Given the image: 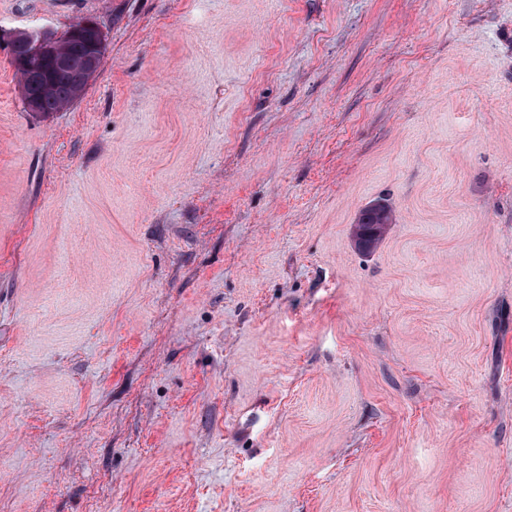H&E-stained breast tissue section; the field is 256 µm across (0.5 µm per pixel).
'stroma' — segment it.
Masks as SVG:
<instances>
[{
	"instance_id": "35a3bbf8",
	"label": "stroma",
	"mask_w": 512,
	"mask_h": 512,
	"mask_svg": "<svg viewBox=\"0 0 512 512\" xmlns=\"http://www.w3.org/2000/svg\"><path fill=\"white\" fill-rule=\"evenodd\" d=\"M0 512H512V0H0ZM67 38L77 40L66 43L64 47L66 58L61 48V42ZM20 42L25 44L27 52L24 55V46L17 45L11 50L10 63L15 69V75L19 77V83L26 80L30 92L39 100L38 108L37 100L28 94L26 82H22L20 86L31 112H40L39 109L44 113L60 112L73 104L71 102L74 98V87L76 101L84 94L87 86L96 76L105 53L103 32L99 25L91 19L73 24L62 37L47 32L18 31L13 34L10 46ZM87 55V65L83 69ZM21 56L23 58L17 62L21 69H27L28 62L31 60H49L61 71H56L44 64L28 71H20L15 66V61ZM81 69L83 70L76 73L72 81V73ZM389 213H385L382 210L367 207L363 209L358 217L357 224L354 228V239L355 244L359 250L368 252L374 249V240L377 236L378 230L372 231L365 229L361 224L365 226L379 224L380 226H387V224L393 223L392 212L389 207L383 204ZM385 222H388L385 224Z\"/></svg>"
}]
</instances>
